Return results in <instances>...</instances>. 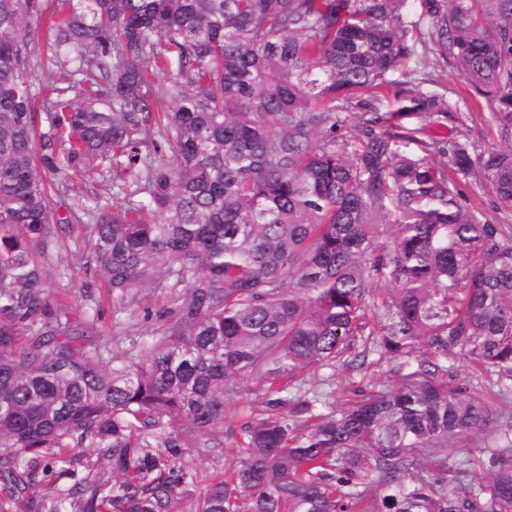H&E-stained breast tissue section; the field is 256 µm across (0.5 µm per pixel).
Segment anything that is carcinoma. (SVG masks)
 Instances as JSON below:
<instances>
[{
	"instance_id": "cac0c4a2",
	"label": "carcinoma",
	"mask_w": 512,
	"mask_h": 512,
	"mask_svg": "<svg viewBox=\"0 0 512 512\" xmlns=\"http://www.w3.org/2000/svg\"><path fill=\"white\" fill-rule=\"evenodd\" d=\"M75 2L47 42L73 85L37 89L45 4L0 0V512H512V422L486 482L448 456L501 416L453 362L512 379V224L460 192L512 211V0H423L429 52L496 129L484 151L438 77L394 78L416 52L406 0ZM448 119L453 139H426ZM95 161L125 203L87 210L93 282L174 293L138 349L47 294L69 230L49 193ZM371 353L390 384L306 398L303 372ZM247 383L262 409L237 424ZM226 436L229 475L182 466ZM52 463L84 475L48 485ZM461 193L468 205L482 210L490 221L499 223L503 220V214L493 206L494 198L488 190H482L474 182L466 181L462 183Z\"/></svg>"
}]
</instances>
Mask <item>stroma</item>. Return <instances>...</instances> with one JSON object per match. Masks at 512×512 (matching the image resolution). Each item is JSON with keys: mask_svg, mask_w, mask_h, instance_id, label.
<instances>
[{"mask_svg": "<svg viewBox=\"0 0 512 512\" xmlns=\"http://www.w3.org/2000/svg\"><path fill=\"white\" fill-rule=\"evenodd\" d=\"M48 12L35 16L28 35L35 73L39 82L58 86L66 85L68 76L48 60L46 28L49 15L58 10H69V0H47ZM411 70H427L439 76L448 88L449 96L458 101L461 112L467 113V123L472 138L480 148L498 145L499 140L491 125L483 118L482 106L476 104L467 93V87L452 67L436 62L433 56H415L407 64ZM99 175L75 174L65 179L58 193L52 194L49 207L55 217L68 219L71 228L64 238V245L58 259L53 260L49 270L47 292L50 297L62 298L71 314L95 316L101 342L131 347L143 344L150 330L157 322L158 315L172 306L169 289L149 283L136 291V303L130 310H122L115 296L109 295L103 285L87 288L90 279L86 271V258L82 241L90 219L87 208L93 207L95 184L101 183ZM386 364L371 362L360 372H353L342 366L311 370L307 375L305 388L310 399L319 403H331L350 397L352 391L368 388L372 381L385 377ZM456 382L475 391L503 390L507 397L504 404L506 414L512 415V381L501 378L494 372H477L469 362L456 360L452 369Z\"/></svg>", "mask_w": 512, "mask_h": 512, "instance_id": "obj_1", "label": "stroma"}]
</instances>
